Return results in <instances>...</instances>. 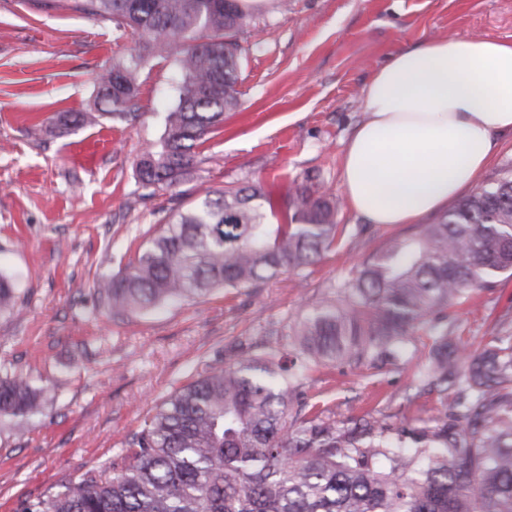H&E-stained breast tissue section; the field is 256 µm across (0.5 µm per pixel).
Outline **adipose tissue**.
I'll return each mask as SVG.
<instances>
[{
  "label": "adipose tissue",
  "mask_w": 512,
  "mask_h": 512,
  "mask_svg": "<svg viewBox=\"0 0 512 512\" xmlns=\"http://www.w3.org/2000/svg\"><path fill=\"white\" fill-rule=\"evenodd\" d=\"M362 109L343 199L374 224L417 223L473 186L512 131V41L448 36L398 51L372 73Z\"/></svg>",
  "instance_id": "ef3b65f1"
}]
</instances>
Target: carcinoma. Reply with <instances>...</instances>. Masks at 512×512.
I'll return each instance as SVG.
<instances>
[{
  "instance_id": "obj_1",
  "label": "carcinoma",
  "mask_w": 512,
  "mask_h": 512,
  "mask_svg": "<svg viewBox=\"0 0 512 512\" xmlns=\"http://www.w3.org/2000/svg\"><path fill=\"white\" fill-rule=\"evenodd\" d=\"M112 19L175 56L183 75L164 133L134 162L145 188L189 180L203 137L237 105L241 0H45ZM143 54L97 78L95 112H61L60 136L101 118H137ZM259 185L206 191L150 237L94 293L119 319L218 288L256 287L315 264L336 243V200L293 181L290 222L275 221ZM512 278V175L463 198L433 224L387 240L298 319L291 364L240 344L171 394L105 470H88L22 512H512V324L476 348L448 307ZM15 304L0 272V311ZM415 363L413 388L437 396L420 423L364 412L344 420L310 401L312 372L361 377ZM42 391L0 375V416L39 408Z\"/></svg>"
}]
</instances>
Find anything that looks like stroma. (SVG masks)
Returning a JSON list of instances; mask_svg holds the SVG:
<instances>
[{
    "mask_svg": "<svg viewBox=\"0 0 512 512\" xmlns=\"http://www.w3.org/2000/svg\"><path fill=\"white\" fill-rule=\"evenodd\" d=\"M512 40V0H267L240 36L239 101L198 149L193 177L152 191L134 161L158 143L161 117L178 100L174 56L153 52L138 73L131 123L109 120L48 136L59 112H89L96 79L134 53L138 35L109 18L39 0H0V270L17 282L0 312V370L44 392L35 413L0 418V512H20L105 469L170 394L242 340L287 349L305 306L350 277L395 233L340 206L334 249L302 272L110 319L97 306L98 277L125 268L168 215L208 190L261 185L288 212L292 180L313 178L341 196V158L364 121L361 96L392 54L440 36ZM111 147L92 166L73 147L98 133ZM462 336L512 321V278L451 309ZM412 368L372 383L332 371L308 393L344 419L362 409L427 418L436 398L406 399Z\"/></svg>",
    "mask_w": 512,
    "mask_h": 512,
    "instance_id": "35a3bbf8",
    "label": "stroma"
}]
</instances>
